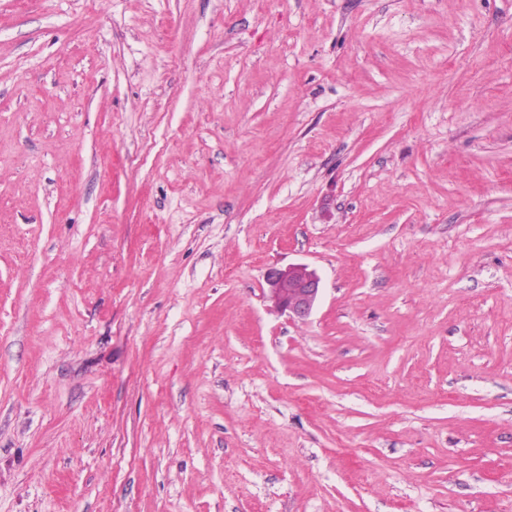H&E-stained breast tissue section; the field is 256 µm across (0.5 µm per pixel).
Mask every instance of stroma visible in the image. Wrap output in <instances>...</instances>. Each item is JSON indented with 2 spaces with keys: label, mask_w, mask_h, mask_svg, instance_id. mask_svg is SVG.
I'll use <instances>...</instances> for the list:
<instances>
[{
  "label": "stroma",
  "mask_w": 512,
  "mask_h": 512,
  "mask_svg": "<svg viewBox=\"0 0 512 512\" xmlns=\"http://www.w3.org/2000/svg\"><path fill=\"white\" fill-rule=\"evenodd\" d=\"M0 512H512V0H0ZM267 299L288 316L304 319L311 315L321 295V279L306 264L285 269L272 267L265 275Z\"/></svg>",
  "instance_id": "1"
}]
</instances>
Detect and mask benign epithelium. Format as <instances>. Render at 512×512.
<instances>
[{"instance_id":"1","label":"benign epithelium","mask_w":512,"mask_h":512,"mask_svg":"<svg viewBox=\"0 0 512 512\" xmlns=\"http://www.w3.org/2000/svg\"><path fill=\"white\" fill-rule=\"evenodd\" d=\"M267 299L277 310L304 319L311 315L321 295V279L306 264L285 269L272 267L264 275Z\"/></svg>"}]
</instances>
